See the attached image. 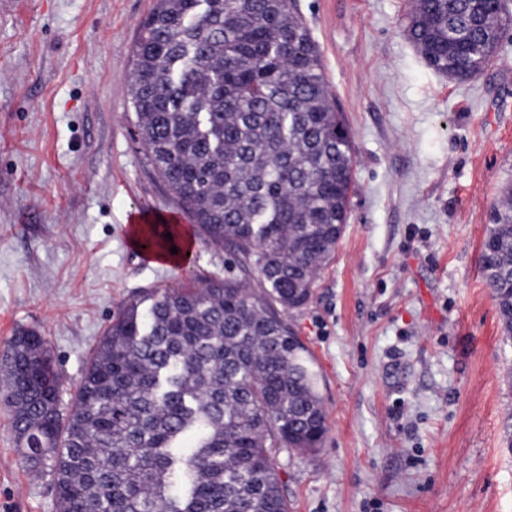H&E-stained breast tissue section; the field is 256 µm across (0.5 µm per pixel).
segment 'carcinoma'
Masks as SVG:
<instances>
[{
    "instance_id": "obj_1",
    "label": "carcinoma",
    "mask_w": 512,
    "mask_h": 512,
    "mask_svg": "<svg viewBox=\"0 0 512 512\" xmlns=\"http://www.w3.org/2000/svg\"><path fill=\"white\" fill-rule=\"evenodd\" d=\"M415 2L408 39L450 79L487 68L512 23L497 0ZM133 57L146 155L238 275L125 302L67 402L45 338L12 337L0 395L17 449L50 477L56 512H288L276 454L311 453L327 430L320 373L288 315L343 234L350 130L292 0H156ZM143 242L167 250L177 232L150 227ZM481 262L511 341V183Z\"/></svg>"
}]
</instances>
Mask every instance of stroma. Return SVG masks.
<instances>
[{"mask_svg": "<svg viewBox=\"0 0 512 512\" xmlns=\"http://www.w3.org/2000/svg\"><path fill=\"white\" fill-rule=\"evenodd\" d=\"M351 130L344 232L296 330L327 434L277 462L289 512H512V341L481 246L512 181V25L467 82L405 34L412 0H294ZM154 0H12L0 11V355L43 336L68 389L143 289L230 275L195 239L180 267L128 240L178 215L134 128L132 46ZM0 512H56L0 403ZM128 222L132 224L130 241L133 246L138 247L139 240L148 224L176 223L177 219L171 215L148 214L140 211L131 212Z\"/></svg>", "mask_w": 512, "mask_h": 512, "instance_id": "1", "label": "stroma"}]
</instances>
